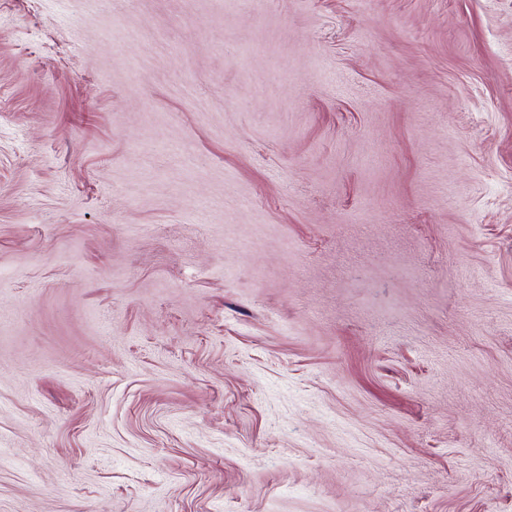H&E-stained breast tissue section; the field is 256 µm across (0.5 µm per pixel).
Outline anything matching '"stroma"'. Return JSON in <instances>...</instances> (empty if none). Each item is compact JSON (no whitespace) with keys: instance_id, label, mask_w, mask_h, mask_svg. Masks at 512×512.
Here are the masks:
<instances>
[{"instance_id":"35a3bbf8","label":"stroma","mask_w":512,"mask_h":512,"mask_svg":"<svg viewBox=\"0 0 512 512\" xmlns=\"http://www.w3.org/2000/svg\"><path fill=\"white\" fill-rule=\"evenodd\" d=\"M0 512H512V0H0Z\"/></svg>"}]
</instances>
